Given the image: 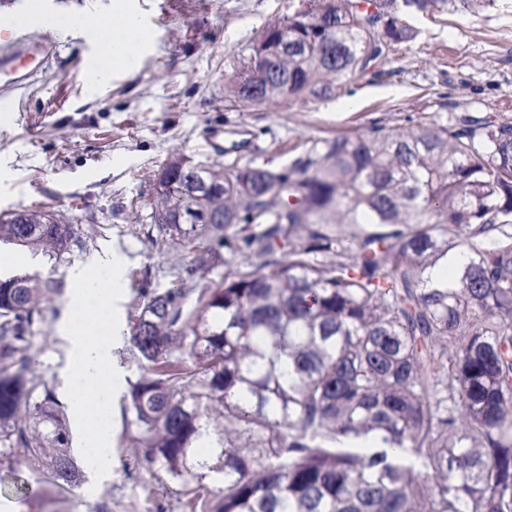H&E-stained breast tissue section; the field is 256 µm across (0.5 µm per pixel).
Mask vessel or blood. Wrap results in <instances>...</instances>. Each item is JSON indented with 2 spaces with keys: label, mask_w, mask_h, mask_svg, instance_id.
Listing matches in <instances>:
<instances>
[{
  "label": "vessel or blood",
  "mask_w": 512,
  "mask_h": 512,
  "mask_svg": "<svg viewBox=\"0 0 512 512\" xmlns=\"http://www.w3.org/2000/svg\"><path fill=\"white\" fill-rule=\"evenodd\" d=\"M58 52L53 30L31 37L23 26L0 29V104L12 105L52 65Z\"/></svg>",
  "instance_id": "b4317fda"
}]
</instances>
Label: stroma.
I'll use <instances>...</instances> for the list:
<instances>
[{
  "mask_svg": "<svg viewBox=\"0 0 512 512\" xmlns=\"http://www.w3.org/2000/svg\"><path fill=\"white\" fill-rule=\"evenodd\" d=\"M125 8L146 39L134 67L121 65L84 24L111 26ZM298 0H0V27L30 18L32 35L52 29L59 53L52 68L0 109V210L44 206L88 238L59 264L0 248V272L27 270L61 283L31 356L38 374L58 387L65 346L57 337L73 265L96 255L124 263L125 321L135 315L143 278L167 287L189 259L152 246L150 202L155 177L172 152L226 165L289 166L314 142L358 134L374 123L408 127L450 112L512 117V0L478 12L407 13L412 41L391 48L372 67L338 83L326 99L244 105L231 86L268 24L291 17ZM222 126V152L204 132ZM122 417L112 431V473L82 470L79 487L60 494L23 470L35 489L8 493L0 475V512H184L166 479L138 471L122 447Z\"/></svg>",
  "mask_w": 512,
  "mask_h": 512,
  "instance_id": "obj_1",
  "label": "stroma"
}]
</instances>
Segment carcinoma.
<instances>
[{
  "mask_svg": "<svg viewBox=\"0 0 512 512\" xmlns=\"http://www.w3.org/2000/svg\"><path fill=\"white\" fill-rule=\"evenodd\" d=\"M300 2L262 30L236 101L323 98L415 37L405 13L455 0ZM184 164L166 161L151 203V243L190 266L138 294L135 466L190 512H512V118L377 123L286 168L204 164L193 193ZM86 243L43 207L0 211V246L58 264ZM457 250L470 261L455 286L427 287ZM59 288L0 277V469L23 495L20 462L62 493L80 484L28 354Z\"/></svg>",
  "mask_w": 512,
  "mask_h": 512,
  "instance_id": "obj_1",
  "label": "carcinoma"
}]
</instances>
